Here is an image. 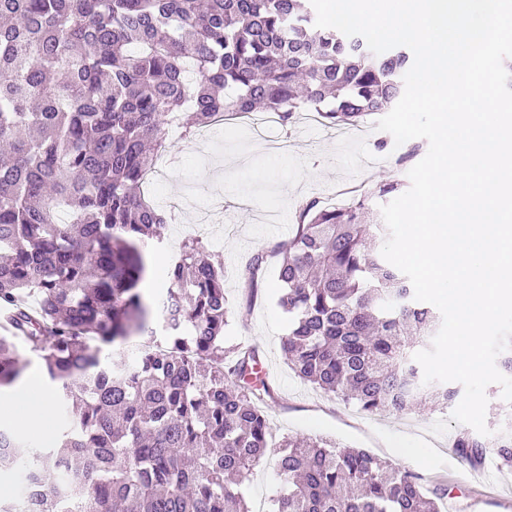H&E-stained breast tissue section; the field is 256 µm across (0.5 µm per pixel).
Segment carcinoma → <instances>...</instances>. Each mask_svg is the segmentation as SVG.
I'll return each mask as SVG.
<instances>
[{
	"mask_svg": "<svg viewBox=\"0 0 512 512\" xmlns=\"http://www.w3.org/2000/svg\"><path fill=\"white\" fill-rule=\"evenodd\" d=\"M315 19L310 0H0V308L12 315L0 388L20 378L27 345L66 419L52 448L0 430V466L41 485L0 512H250L239 486L269 451L274 389L257 377L258 348L224 347V271L200 239L171 263L167 298L144 297L168 221L143 197L157 160L146 146L159 154L170 128L219 113L273 112L286 125L313 109L356 126L391 110L408 49L375 55ZM401 187L381 182L347 206L307 201L274 252L289 365L370 415L457 397L423 384L413 353L441 320L377 246L388 232L373 200ZM266 260L250 262L252 291ZM135 339L156 349L133 360ZM453 448L473 468L490 452L512 468V432L461 431ZM61 465L81 481L63 483ZM278 468L275 512H440L447 492L323 439H284Z\"/></svg>",
	"mask_w": 512,
	"mask_h": 512,
	"instance_id": "1",
	"label": "carcinoma"
}]
</instances>
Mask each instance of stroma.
<instances>
[{
	"label": "stroma",
	"mask_w": 512,
	"mask_h": 512,
	"mask_svg": "<svg viewBox=\"0 0 512 512\" xmlns=\"http://www.w3.org/2000/svg\"><path fill=\"white\" fill-rule=\"evenodd\" d=\"M375 117L355 127L293 123L256 137L235 121L213 128L211 139L176 135L168 141L176 165L153 187L156 206L191 198L195 209H212L215 224L198 230L192 220L163 225L153 253L154 273L146 286L165 296L168 268L183 241L200 238L212 258L224 265L225 295L231 317L225 329L227 344L255 346L268 365L274 399L265 411L273 440L290 435L323 438L351 448H364L393 465L417 474L428 489L447 487L442 512H512V470L499 467L495 457L471 468L454 452L460 424L450 410L417 408L396 415L368 416L341 397L323 392L299 379L281 349L288 316L276 304L275 260H268L259 279L256 299L248 297V264L255 253L270 252L290 236L284 224H266L260 214L293 215L302 201L342 188L373 189L385 179L406 180L408 168L399 165L400 151L391 134L376 129ZM408 438L431 450L421 465L399 455L394 440ZM281 489L276 455L246 479L242 491L250 512H271Z\"/></svg>",
	"instance_id": "obj_1"
}]
</instances>
